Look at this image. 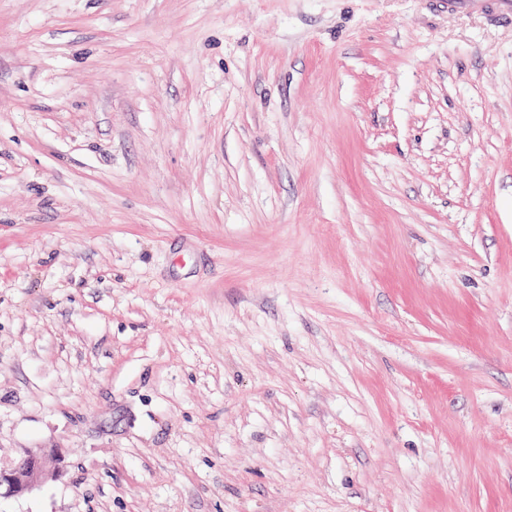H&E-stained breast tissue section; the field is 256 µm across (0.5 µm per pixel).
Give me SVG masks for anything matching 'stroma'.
<instances>
[{
	"label": "stroma",
	"instance_id": "35a3bbf8",
	"mask_svg": "<svg viewBox=\"0 0 512 512\" xmlns=\"http://www.w3.org/2000/svg\"><path fill=\"white\" fill-rule=\"evenodd\" d=\"M0 512H512V21L0 0ZM61 459L53 450L27 451L18 467L12 471L0 470V494H20L35 486L43 477L60 469Z\"/></svg>",
	"mask_w": 512,
	"mask_h": 512
}]
</instances>
